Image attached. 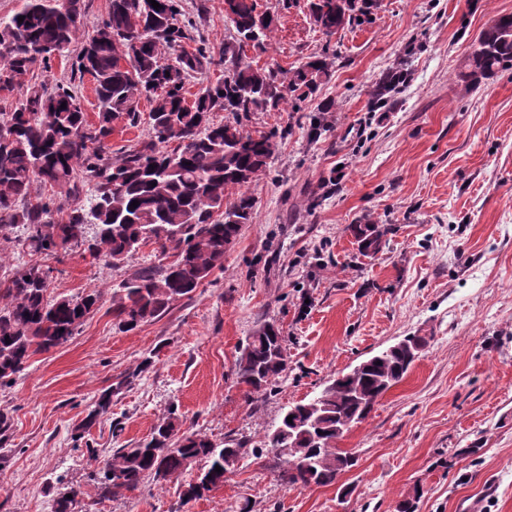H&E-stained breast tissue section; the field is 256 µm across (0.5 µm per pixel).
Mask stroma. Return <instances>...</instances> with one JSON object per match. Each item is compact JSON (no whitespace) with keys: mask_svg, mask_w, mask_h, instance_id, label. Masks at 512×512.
<instances>
[{"mask_svg":"<svg viewBox=\"0 0 512 512\" xmlns=\"http://www.w3.org/2000/svg\"><path fill=\"white\" fill-rule=\"evenodd\" d=\"M258 2L275 37L255 63L289 68L324 54L331 79L300 111L248 123L281 137L249 188L252 223L191 299L130 332L104 301L74 339L34 355L0 389L12 418L0 445V512H54L64 484L80 489L81 512H395L417 489V512H512V70L469 92L455 77L512 0H379L372 23L330 38L306 0ZM184 7L210 60L188 84L192 96L223 75L230 32L224 0ZM399 70L406 82L386 106H371L374 83ZM331 98L336 110L311 139L310 120ZM351 224L383 229L376 255L359 254ZM155 261L146 247L112 268L78 249L58 264L53 292L106 293ZM266 323L287 340L289 370L254 399L235 361ZM407 335L427 345L341 440L358 461L337 484L291 488L282 460L255 455L288 406ZM114 384L108 414L80 431ZM171 412L182 432L246 441L224 485L188 502L179 483L151 481L99 499L90 450L132 447Z\"/></svg>","mask_w":512,"mask_h":512,"instance_id":"35a3bbf8","label":"stroma"}]
</instances>
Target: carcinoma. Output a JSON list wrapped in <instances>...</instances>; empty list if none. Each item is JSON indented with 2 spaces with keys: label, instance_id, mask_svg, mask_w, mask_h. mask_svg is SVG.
Listing matches in <instances>:
<instances>
[{
  "label": "carcinoma",
  "instance_id": "1",
  "mask_svg": "<svg viewBox=\"0 0 512 512\" xmlns=\"http://www.w3.org/2000/svg\"><path fill=\"white\" fill-rule=\"evenodd\" d=\"M156 2L158 9L149 0H110L106 18L84 38L74 70L96 82L97 122L87 120L70 82L51 90L30 85L12 111L0 113V127L11 133L0 140V235H13L17 252L57 259L85 245L113 268L144 247L158 255V262L112 286V316L125 331L191 298L214 270L224 269V255L243 225L253 220L255 200L245 188L266 173L277 146V133L251 132L245 123L258 112L298 109L334 69V61L325 56H312L289 69L249 61L247 51H267L274 16L258 11L257 0H224L235 31L224 44V76L189 101L187 81L203 70L205 55L200 49H182V43L195 38L182 20L179 0ZM306 2L316 27L327 37L371 22L377 7V0ZM80 23V0H70L66 12L55 11L50 0H24L19 11L0 18V92L22 87L6 80L8 72H29L69 52ZM167 50L174 57L165 58ZM511 69L508 14L480 33L456 78L468 92ZM403 79L401 72L385 73L372 90V100H383ZM142 98L151 104L148 139L114 159L107 144L112 123L123 116L129 125H138ZM334 111L336 101L321 103L311 118V134L318 135L325 128L324 114ZM215 112H227L232 120L215 123ZM37 182L51 194L32 196ZM86 185L92 193L84 203L70 206ZM135 200L139 205L132 209ZM19 225L23 233L16 235ZM90 225L96 236L89 244ZM148 229L150 238L145 237ZM347 231L362 255L379 252V225L350 224ZM53 271L35 262L0 279V388L12 386L32 356L71 340L102 306L98 290L52 294ZM425 346L424 338L407 336L327 381L316 397L296 402L282 414L255 454L271 453L282 460V477L295 489L335 484L357 463L353 452L339 446L340 440L405 378ZM287 370L285 337L269 323L248 337L235 374L249 395L262 397L272 393ZM117 392V387L103 390L80 428L86 430L106 415ZM178 431L172 411L147 443L119 448L102 459L91 454L99 498L135 491L150 479L176 480L196 462L202 463L198 481L181 485L182 500L200 499L223 486L245 444L229 439L220 446L198 434L170 442ZM79 495L76 488L60 494L55 512H76Z\"/></svg>",
  "mask_w": 512,
  "mask_h": 512
}]
</instances>
